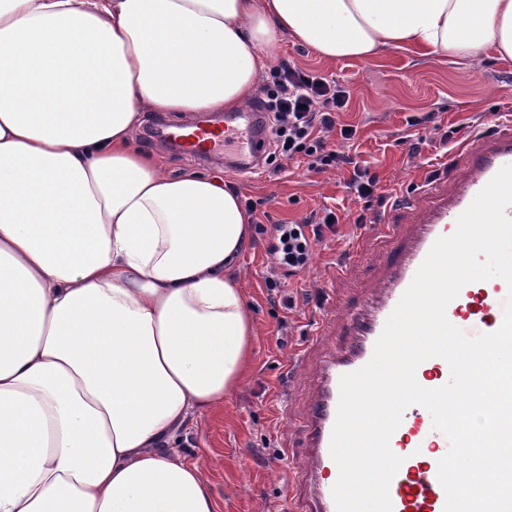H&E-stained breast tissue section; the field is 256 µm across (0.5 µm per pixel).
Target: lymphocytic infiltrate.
<instances>
[{"mask_svg": "<svg viewBox=\"0 0 512 512\" xmlns=\"http://www.w3.org/2000/svg\"><path fill=\"white\" fill-rule=\"evenodd\" d=\"M270 77L259 103L269 114L278 157L287 161L308 157L310 170L316 172L353 166L354 157L342 146L355 138L357 129L337 120L349 104V90L284 60L271 68ZM328 222V216L314 215L301 224L278 225V242L273 250L281 254L289 273L306 266L310 249L321 240L322 228Z\"/></svg>", "mask_w": 512, "mask_h": 512, "instance_id": "obj_1", "label": "lymphocytic infiltrate"}]
</instances>
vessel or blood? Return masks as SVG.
Segmentation results:
<instances>
[{
  "label": "vessel or blood",
  "instance_id": "b4317fda",
  "mask_svg": "<svg viewBox=\"0 0 512 512\" xmlns=\"http://www.w3.org/2000/svg\"><path fill=\"white\" fill-rule=\"evenodd\" d=\"M237 143L227 158L236 172L251 174L263 166L269 147V130L263 113L254 109L206 117L192 132L180 127L168 130V141L189 154L225 151L227 135ZM462 170L449 190H439L425 181L411 197L408 207L417 218L409 227L392 225L397 258L384 264L378 278L377 298L361 313L347 314L350 339L338 351L325 354L320 381L305 416L309 453L293 469L309 489L311 512H337L332 488L339 470L330 455V442L339 401L342 375L363 367L372 357L385 322L411 284L418 268L438 238L452 235L458 217L476 195L505 165L512 164V120L498 122L487 132L469 134L457 146ZM506 282L499 277L464 285L446 308L448 321L474 338L496 331L503 322ZM419 385L435 389L446 384L450 367L446 360L431 357L416 369ZM390 448L403 462L389 485L392 512H444L446 492L438 480V462L447 453L449 441L436 430L430 412L420 405L408 407L390 438Z\"/></svg>",
  "mask_w": 512,
  "mask_h": 512
}]
</instances>
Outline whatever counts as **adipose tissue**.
Wrapping results in <instances>:
<instances>
[{
  "instance_id": "adipose-tissue-1",
  "label": "adipose tissue",
  "mask_w": 512,
  "mask_h": 512,
  "mask_svg": "<svg viewBox=\"0 0 512 512\" xmlns=\"http://www.w3.org/2000/svg\"><path fill=\"white\" fill-rule=\"evenodd\" d=\"M288 39L511 61L512 0H0V512H219L180 433L251 362L250 217L134 134L245 108ZM157 112H147L143 119V124L136 133V141L140 143L144 150L151 151L154 142L159 139L156 134L149 132V128L153 126L169 125L185 121L181 117L168 116V119L160 118Z\"/></svg>"
}]
</instances>
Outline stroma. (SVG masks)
<instances>
[{"instance_id":"stroma-1","label":"stroma","mask_w":512,"mask_h":512,"mask_svg":"<svg viewBox=\"0 0 512 512\" xmlns=\"http://www.w3.org/2000/svg\"><path fill=\"white\" fill-rule=\"evenodd\" d=\"M280 56L351 89L350 107L340 121L357 126L358 161L376 180L377 195L360 199L350 193L351 169L319 174L303 159L282 168L270 160L251 176L226 169L223 161L203 163L175 150L162 160L174 175L223 174L242 199L268 214L255 225L234 271L255 309V350L244 381L220 410L182 433L188 456L209 465L207 478L220 512H304L306 487L290 481L289 468L308 452L303 418L320 361L327 350L347 343L345 311L371 298L380 264L395 248L383 218L425 176L450 181L459 172L458 157L439 147L434 124L425 123L424 115L435 113V124L457 141L491 126L496 114H512V61L491 57L468 68L396 49L371 62L328 61L291 40ZM414 141L421 153L412 158L408 147ZM325 207L336 211L339 224L324 229L307 268L283 276L269 252L275 225L301 223ZM285 294L293 296V309L284 308ZM296 354L302 365L295 370L290 359Z\"/></svg>"}]
</instances>
